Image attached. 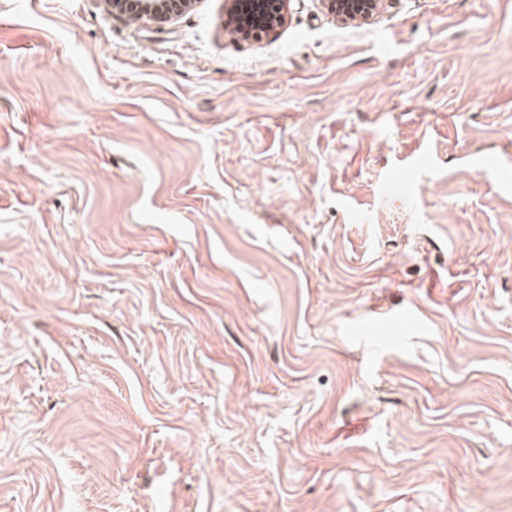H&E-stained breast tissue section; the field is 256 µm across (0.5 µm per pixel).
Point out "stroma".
<instances>
[{
    "mask_svg": "<svg viewBox=\"0 0 512 512\" xmlns=\"http://www.w3.org/2000/svg\"><path fill=\"white\" fill-rule=\"evenodd\" d=\"M225 23L0 0V512H512V0Z\"/></svg>",
    "mask_w": 512,
    "mask_h": 512,
    "instance_id": "35a3bbf8",
    "label": "stroma"
}]
</instances>
